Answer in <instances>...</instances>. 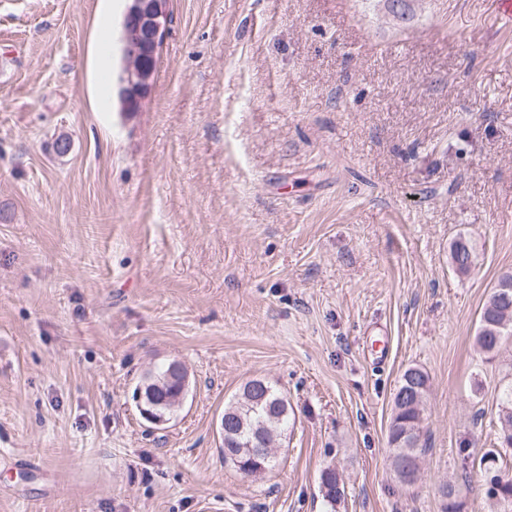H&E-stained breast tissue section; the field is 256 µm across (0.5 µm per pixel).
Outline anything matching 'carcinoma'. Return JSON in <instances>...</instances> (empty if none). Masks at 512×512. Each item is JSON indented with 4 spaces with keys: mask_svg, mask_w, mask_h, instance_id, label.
Returning <instances> with one entry per match:
<instances>
[{
    "mask_svg": "<svg viewBox=\"0 0 512 512\" xmlns=\"http://www.w3.org/2000/svg\"><path fill=\"white\" fill-rule=\"evenodd\" d=\"M472 250L465 238L457 239L451 247V258L457 271L467 272L471 263L465 253ZM512 337V289L496 287L485 302L480 315V327L476 340L485 353H496L505 340ZM430 387L427 372L410 367L401 376L394 393L392 416L388 431V443L393 457L407 454L411 461L425 452L422 443L423 405ZM224 418L232 432L224 435V451L232 463L245 475L259 467L271 468L272 457L259 454L262 442L273 441L278 430L288 422V402L271 385L262 379L245 383L240 393L224 407ZM323 497L332 506L342 497L343 488L336 471L329 469L321 476ZM499 491L486 493L488 499L501 507V512H512V477L498 481ZM443 512H462L463 502L456 498L453 485L443 489Z\"/></svg>",
    "mask_w": 512,
    "mask_h": 512,
    "instance_id": "cac0c4a2",
    "label": "carcinoma"
}]
</instances>
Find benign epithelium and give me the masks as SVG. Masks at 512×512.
I'll return each mask as SVG.
<instances>
[{
    "label": "benign epithelium",
    "instance_id": "7a95c632",
    "mask_svg": "<svg viewBox=\"0 0 512 512\" xmlns=\"http://www.w3.org/2000/svg\"><path fill=\"white\" fill-rule=\"evenodd\" d=\"M168 4L169 0H130L127 7L121 33L124 65L119 74V87L128 112L134 110L137 101L150 88L156 53L165 35ZM165 379L180 383L181 389L175 398V404L182 403L189 382L185 366L179 361L170 362L165 371ZM160 383L161 380L155 374H148L136 399L143 417L156 426L167 423L166 417L155 413L150 403L153 388Z\"/></svg>",
    "mask_w": 512,
    "mask_h": 512
}]
</instances>
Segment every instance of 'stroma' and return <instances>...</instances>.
<instances>
[{
	"label": "stroma",
	"mask_w": 512,
	"mask_h": 512,
	"mask_svg": "<svg viewBox=\"0 0 512 512\" xmlns=\"http://www.w3.org/2000/svg\"><path fill=\"white\" fill-rule=\"evenodd\" d=\"M126 7L0 0V512H442L448 484L490 512L478 459L512 473V338L476 344L512 274L497 0H170L136 112ZM173 360L188 393L157 427L133 393ZM411 366L430 389L407 488L388 426ZM252 379L290 421L246 476L221 418Z\"/></svg>",
	"instance_id": "1"
}]
</instances>
